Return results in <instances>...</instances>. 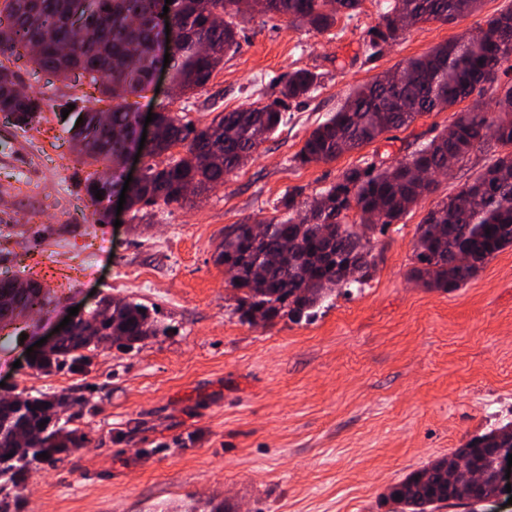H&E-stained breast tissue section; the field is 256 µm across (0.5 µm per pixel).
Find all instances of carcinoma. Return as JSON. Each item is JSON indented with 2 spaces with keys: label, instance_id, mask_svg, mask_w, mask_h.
<instances>
[{
  "label": "carcinoma",
  "instance_id": "1",
  "mask_svg": "<svg viewBox=\"0 0 512 512\" xmlns=\"http://www.w3.org/2000/svg\"><path fill=\"white\" fill-rule=\"evenodd\" d=\"M481 0H384L383 30L368 44L369 56L420 23L454 24L479 9ZM362 0H172L169 26L155 21L153 0H0V56L24 60L57 77L71 73L89 79L115 101L103 112L84 108L71 125L78 154L103 171L118 165L136 141L138 114L126 102L146 91L160 50H169L178 92L204 87L224 57L238 52L240 20L252 13L287 20L315 34L336 25L339 15L356 13ZM170 32H165V29ZM487 35L440 43L394 71L354 87L326 121L305 139L295 160L306 165L335 160L384 133L411 125L428 112L450 109L472 95H490L498 115L469 107L454 113L453 135L421 144L410 157L389 165L352 168L312 200L288 194L280 216L233 224L224 232L215 262L224 266L237 291V311L252 323L287 316L299 320L338 288L362 290L375 270L372 238L377 225L398 223L421 199L437 192L448 157L461 162L476 147L492 149L485 171L466 183L464 200L455 194L438 201L417 225L413 275L429 288H461L477 266L461 255L490 260L512 246V83L501 82L512 62V5L487 18ZM16 72L0 63V112L24 130L44 111L35 94L15 88ZM318 75L298 69L288 75L281 95L298 100L314 92ZM282 101L252 103L217 113L203 127L185 124L162 108L160 141L145 150L168 161L146 167L142 183L128 188L133 217L141 207L181 204L200 195L243 166L284 122ZM182 148L173 155L172 150ZM20 303L30 311L41 298L25 290L0 291L3 306ZM145 305L104 299L50 364L60 370L108 344L131 347L162 332ZM56 395H0V512H16L20 491L34 463H53L83 443L74 425L43 423ZM512 439V423L500 425L454 453L463 458L477 448ZM47 453L48 459L39 457ZM12 457H7V454ZM446 460H437L390 487L388 498L400 512H437L453 501L478 512L482 500L462 491L450 499L434 486L444 481Z\"/></svg>",
  "mask_w": 512,
  "mask_h": 512
}]
</instances>
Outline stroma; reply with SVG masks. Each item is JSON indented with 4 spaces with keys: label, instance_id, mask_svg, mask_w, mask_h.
<instances>
[{
    "label": "stroma",
    "instance_id": "1",
    "mask_svg": "<svg viewBox=\"0 0 512 512\" xmlns=\"http://www.w3.org/2000/svg\"><path fill=\"white\" fill-rule=\"evenodd\" d=\"M511 0H483L457 24L427 22L371 57L380 0H363L324 35L282 19L241 25V50L209 83L182 95L158 68L129 102L140 115L166 108L196 126L221 111L279 96L288 73L320 86L287 103L285 121L253 158L186 205L121 210L96 223L82 163L60 118L63 103L96 96L86 78L62 81L15 64L18 87L46 108L27 130L0 112V278L41 285L42 309L0 324V387L11 394L84 395L82 447L32 465L21 512H174L215 499L226 512H393L385 497L411 472L512 421V247L462 288L410 278L414 234L439 198L483 172L476 148L399 223L373 236L377 267L366 288L336 291L311 318L240 320L223 266L225 226L273 217L294 189L311 198L343 172L392 163L448 128L433 112L327 163L295 156L357 85L433 46L476 32ZM106 297L148 306L167 329L125 349L89 354L44 375L26 350L67 316Z\"/></svg>",
    "mask_w": 512,
    "mask_h": 512
}]
</instances>
